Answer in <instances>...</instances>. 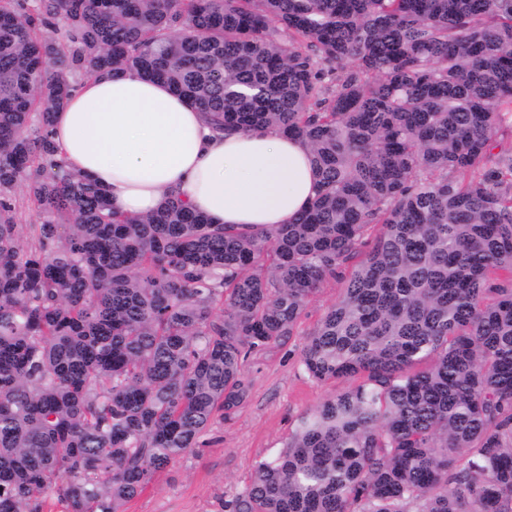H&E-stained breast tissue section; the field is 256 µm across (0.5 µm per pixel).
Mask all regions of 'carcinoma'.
<instances>
[{
	"instance_id": "1",
	"label": "carcinoma",
	"mask_w": 512,
	"mask_h": 512,
	"mask_svg": "<svg viewBox=\"0 0 512 512\" xmlns=\"http://www.w3.org/2000/svg\"><path fill=\"white\" fill-rule=\"evenodd\" d=\"M105 69L303 140L315 200L275 228L116 215L49 136ZM506 132L512 0H0V512H124L353 259L301 350L350 385L223 512H512ZM16 218L19 224H37L41 221L35 204L26 193L24 185H19L14 193Z\"/></svg>"
}]
</instances>
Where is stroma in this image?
Masks as SVG:
<instances>
[{
	"label": "stroma",
	"instance_id": "stroma-1",
	"mask_svg": "<svg viewBox=\"0 0 512 512\" xmlns=\"http://www.w3.org/2000/svg\"><path fill=\"white\" fill-rule=\"evenodd\" d=\"M343 286L342 280H328L312 297L295 335L248 356L247 400L231 417L215 419L198 448L157 475L125 512H221L222 501L249 484L257 463L284 449L302 413L345 389L342 380H313L300 363L308 333Z\"/></svg>",
	"mask_w": 512,
	"mask_h": 512
}]
</instances>
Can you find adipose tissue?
I'll use <instances>...</instances> for the list:
<instances>
[{
    "mask_svg": "<svg viewBox=\"0 0 512 512\" xmlns=\"http://www.w3.org/2000/svg\"><path fill=\"white\" fill-rule=\"evenodd\" d=\"M50 132L66 166L126 216L175 196L217 224L278 225L317 195L303 142L270 129L217 131L197 106L134 71L74 83Z\"/></svg>",
    "mask_w": 512,
    "mask_h": 512,
    "instance_id": "adipose-tissue-1",
    "label": "adipose tissue"
}]
</instances>
